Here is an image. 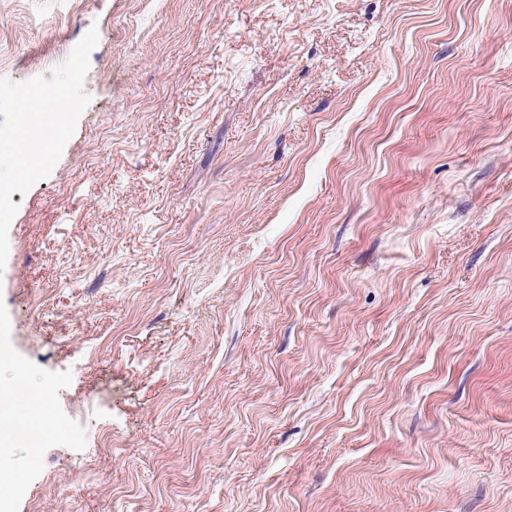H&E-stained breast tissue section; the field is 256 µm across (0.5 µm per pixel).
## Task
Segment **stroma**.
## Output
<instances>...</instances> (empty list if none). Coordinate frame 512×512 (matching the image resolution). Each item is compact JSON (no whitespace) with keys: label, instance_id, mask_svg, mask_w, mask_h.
<instances>
[{"label":"stroma","instance_id":"obj_1","mask_svg":"<svg viewBox=\"0 0 512 512\" xmlns=\"http://www.w3.org/2000/svg\"><path fill=\"white\" fill-rule=\"evenodd\" d=\"M0 89V393L116 435L8 512H512V0H0ZM55 385L56 381L52 377H44L35 386H31L24 376H18L13 383V392L22 394L33 410H39L49 401Z\"/></svg>","mask_w":512,"mask_h":512}]
</instances>
